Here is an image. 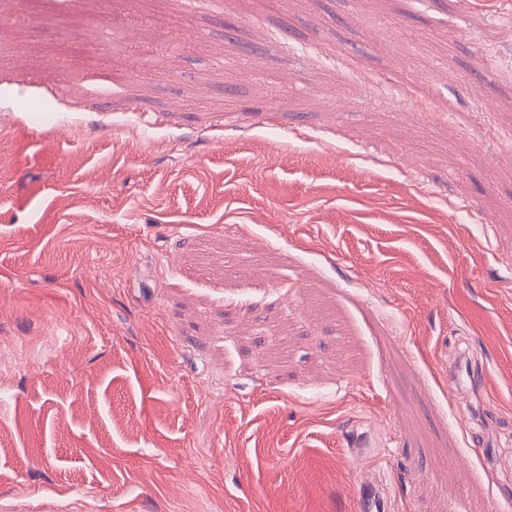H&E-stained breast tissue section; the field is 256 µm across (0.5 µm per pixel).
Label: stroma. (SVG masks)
Returning a JSON list of instances; mask_svg holds the SVG:
<instances>
[{
  "label": "stroma",
  "instance_id": "obj_1",
  "mask_svg": "<svg viewBox=\"0 0 512 512\" xmlns=\"http://www.w3.org/2000/svg\"><path fill=\"white\" fill-rule=\"evenodd\" d=\"M508 97L512 0H0V512H512Z\"/></svg>",
  "mask_w": 512,
  "mask_h": 512
}]
</instances>
